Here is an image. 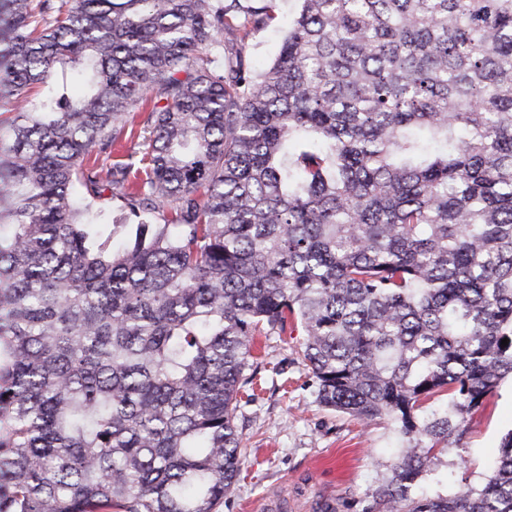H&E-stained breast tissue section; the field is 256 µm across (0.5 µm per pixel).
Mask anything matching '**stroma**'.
<instances>
[{
    "label": "stroma",
    "instance_id": "stroma-1",
    "mask_svg": "<svg viewBox=\"0 0 512 512\" xmlns=\"http://www.w3.org/2000/svg\"><path fill=\"white\" fill-rule=\"evenodd\" d=\"M270 25L253 31L242 52L254 72L274 61L297 0H272ZM302 329L263 330L259 341L263 364L257 397L238 412L237 423L250 449L240 476L224 499L223 512H265L276 499L277 512H362L367 489L386 472L397 446L395 424L379 419L362 424L319 405L310 373L297 354ZM512 430V381L504 380L482 410L468 421L460 442L439 457L447 474L445 493L480 484L497 454L502 437Z\"/></svg>",
    "mask_w": 512,
    "mask_h": 512
}]
</instances>
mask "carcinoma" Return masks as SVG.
<instances>
[{"label": "carcinoma", "mask_w": 512, "mask_h": 512, "mask_svg": "<svg viewBox=\"0 0 512 512\" xmlns=\"http://www.w3.org/2000/svg\"><path fill=\"white\" fill-rule=\"evenodd\" d=\"M300 2L255 75L246 0H0V512H220L261 324L397 425L363 512H512V430L426 487L512 377V0Z\"/></svg>", "instance_id": "cac0c4a2"}]
</instances>
